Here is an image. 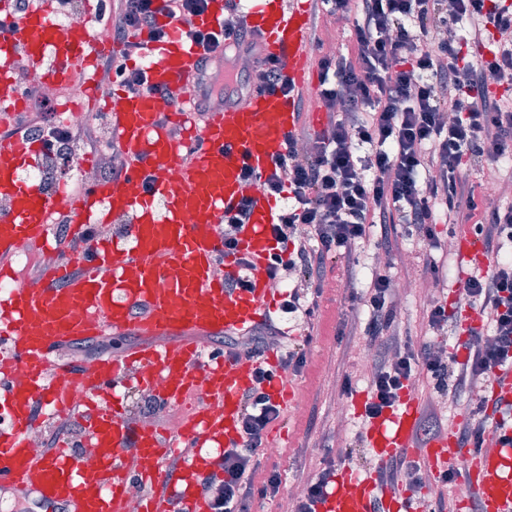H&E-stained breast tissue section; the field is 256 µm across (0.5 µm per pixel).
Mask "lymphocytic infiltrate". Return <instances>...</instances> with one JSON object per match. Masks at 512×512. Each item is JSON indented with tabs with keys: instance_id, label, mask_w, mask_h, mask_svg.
<instances>
[{
	"instance_id": "lymphocytic-infiltrate-1",
	"label": "lymphocytic infiltrate",
	"mask_w": 512,
	"mask_h": 512,
	"mask_svg": "<svg viewBox=\"0 0 512 512\" xmlns=\"http://www.w3.org/2000/svg\"><path fill=\"white\" fill-rule=\"evenodd\" d=\"M100 16L120 46L104 58L130 92L149 89L145 68L127 62L144 40L168 35L161 17L187 27L202 47L200 85L205 96L226 97L257 82L270 92L291 93L280 68L255 62L237 67V44L247 30L229 18L223 33L192 26L208 0H99ZM313 21L324 18L349 25L351 46L328 52L313 40L318 73L314 95H299L298 111L318 101L321 128L302 124L286 135V153L265 181L271 197L282 200L270 234L279 244L269 269L275 284H287L279 310L304 313L309 332H317V312L330 274L340 272L350 288V315L337 336L364 331L375 350L371 395L364 403L373 419L398 402L404 389L430 374L440 394L460 396L487 384L494 369L512 364V205H490L483 181L473 172L495 166L501 183L512 184V0H313ZM223 46V60L212 52ZM503 95L491 94V87ZM472 225L494 265L462 283L468 308L477 309L475 333L491 337L489 346L471 347L456 381H449L456 354L438 356L431 346L402 345L393 281L386 270L373 272L365 291L352 290L360 265L357 248L370 228L390 260L402 257L396 227H413L429 247H440L433 232L439 221ZM283 331L275 323L225 336L224 351L246 355L256 364L254 384L243 395L241 447L226 451L219 467V492L211 512H249L254 496L278 494L281 479L270 473L261 484L245 474L282 408L267 391L274 378L267 353ZM418 484H454L457 464L432 476L418 460L402 454L379 468L383 483L402 474Z\"/></svg>"
}]
</instances>
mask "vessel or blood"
I'll return each instance as SVG.
<instances>
[{"label": "vessel or blood", "mask_w": 512, "mask_h": 512, "mask_svg": "<svg viewBox=\"0 0 512 512\" xmlns=\"http://www.w3.org/2000/svg\"><path fill=\"white\" fill-rule=\"evenodd\" d=\"M311 0H210L196 28L221 30L240 16L261 56L278 60L291 85L307 87L312 69ZM73 36L56 22L51 0L22 13L0 9V112L25 102L13 76L23 62L33 77L59 87L76 68L112 54L92 43L83 21ZM166 42L152 47L150 83L177 92L169 114L156 94L118 89L104 101L107 123L118 138L125 166L108 180L87 184L77 197L45 194L22 181L19 171L46 153L42 140L0 139V192L19 203L0 211V281L15 287L0 295V488L27 493L32 512H128L127 489L137 485L139 512H208L202 483L217 476V448L241 444L242 396L253 382L246 356L206 354L205 343L244 332L264 321L277 293L267 267L277 247L268 228L279 208L262 185L284 154L285 135L300 122L295 96L248 91L245 101H225L203 124L192 123L203 52L171 23ZM254 174L241 178L243 168ZM255 205L238 233L251 265L222 258L221 217L242 195ZM67 216L66 238L51 240L55 215ZM125 221L123 235L82 245L89 224ZM465 268L487 270L491 258L470 225L454 233ZM54 242L64 265L19 280L14 260L37 242ZM246 276L249 285L229 289ZM136 335L141 344L118 357L87 366L61 357L72 341L106 334ZM176 345H167V338ZM151 390L159 404L178 405L191 394L199 405L177 441L132 421L114 407L130 388ZM493 401L512 406V368L489 385ZM70 411L81 421L76 448L51 456L30 453V438L44 406ZM421 401L405 389L393 411L376 418L365 434L378 462L414 446ZM187 450L176 453V443ZM92 449L85 458L84 449ZM431 473L460 462L481 512H512V424L485 438L481 447L460 444L448 431L422 453ZM317 512H427L376 480L339 471Z\"/></svg>", "instance_id": "1"}]
</instances>
